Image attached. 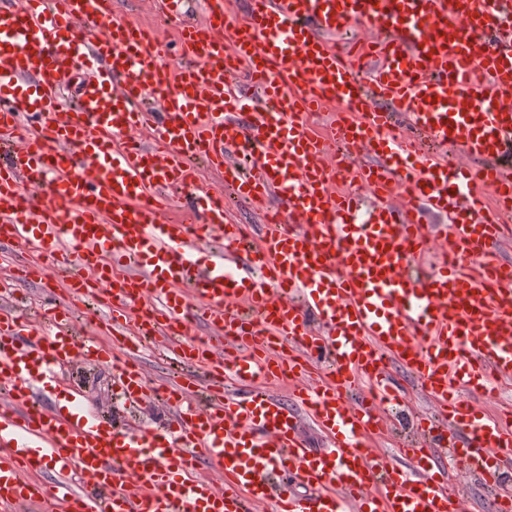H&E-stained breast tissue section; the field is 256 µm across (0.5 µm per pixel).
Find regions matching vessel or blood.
<instances>
[{"mask_svg": "<svg viewBox=\"0 0 512 512\" xmlns=\"http://www.w3.org/2000/svg\"><path fill=\"white\" fill-rule=\"evenodd\" d=\"M179 44L166 66L110 0L0 7V238L36 243L67 294L108 308L126 350L116 364L78 339L68 303L39 337L0 309V507L465 512L447 454L495 489L494 512H512L500 467L512 410L478 404L512 382V263L499 252L512 239V0H252L243 19L205 0ZM330 105L345 114L327 143L305 117ZM394 112L415 138L393 133ZM145 124L149 146L133 137ZM448 145L477 166L441 157ZM362 154L373 164L354 168ZM200 160L261 211L260 245L223 194L196 186ZM341 170L361 192L332 190ZM175 186L192 190L181 221L165 215ZM432 241L443 255L425 268ZM199 315L212 336H189ZM157 336L187 371L163 384L174 411L153 425H106L70 392L63 415L39 399L79 358L113 365L118 396L146 400L135 357ZM396 365L435 414L414 420L419 441L380 455L369 443L404 399ZM284 375L298 383L291 405L266 390ZM304 415L329 448H308ZM48 461V483L23 479ZM203 463L221 485L199 477Z\"/></svg>", "mask_w": 512, "mask_h": 512, "instance_id": "1", "label": "vessel or blood"}]
</instances>
